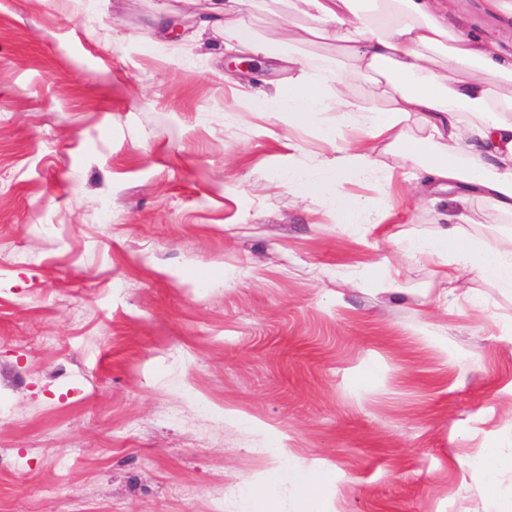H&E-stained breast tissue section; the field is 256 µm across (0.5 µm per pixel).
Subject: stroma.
<instances>
[{
  "instance_id": "stroma-1",
  "label": "stroma",
  "mask_w": 512,
  "mask_h": 512,
  "mask_svg": "<svg viewBox=\"0 0 512 512\" xmlns=\"http://www.w3.org/2000/svg\"><path fill=\"white\" fill-rule=\"evenodd\" d=\"M454 5L512 50L480 0ZM210 6L0 0V512H241L281 442L317 470L269 512L512 497V468L471 467L512 452V290L405 252L448 203L400 155L367 236L277 185L287 143L319 163L320 120L243 107L223 26L183 35Z\"/></svg>"
}]
</instances>
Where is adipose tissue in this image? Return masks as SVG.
<instances>
[{"instance_id": "obj_1", "label": "adipose tissue", "mask_w": 512, "mask_h": 512, "mask_svg": "<svg viewBox=\"0 0 512 512\" xmlns=\"http://www.w3.org/2000/svg\"><path fill=\"white\" fill-rule=\"evenodd\" d=\"M266 3L303 17L277 39L258 37L245 12ZM224 18V47L237 55L285 62L287 85L246 96L255 114L277 115L289 125L326 115L320 135L335 153L311 174L297 145L275 175L301 198L331 196L337 228L363 225L372 232L390 215L391 175L384 154H400L423 171L416 187L453 192L458 205L434 236L411 240L407 253L437 257L442 276L456 283L463 272L493 277L512 288V235L494 243L470 240L469 203L512 216V53L499 41L470 34L452 0H214ZM326 43L339 65H308L301 45ZM370 86L350 94L352 79ZM371 185L372 195L351 194L344 181Z\"/></svg>"}]
</instances>
